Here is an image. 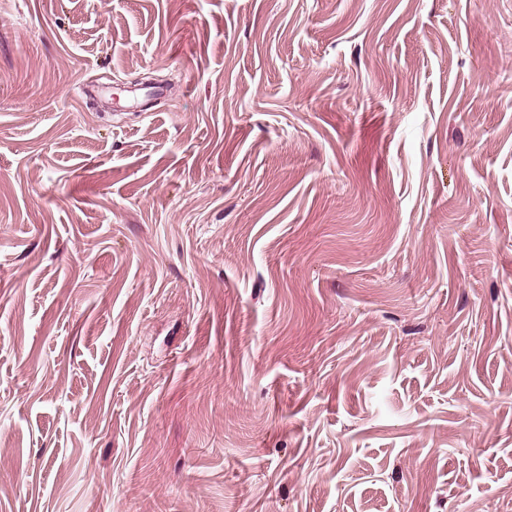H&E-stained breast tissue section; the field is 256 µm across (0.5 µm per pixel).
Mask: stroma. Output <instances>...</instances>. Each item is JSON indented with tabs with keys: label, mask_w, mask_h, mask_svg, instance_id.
<instances>
[{
	"label": "stroma",
	"mask_w": 512,
	"mask_h": 512,
	"mask_svg": "<svg viewBox=\"0 0 512 512\" xmlns=\"http://www.w3.org/2000/svg\"><path fill=\"white\" fill-rule=\"evenodd\" d=\"M0 512H512V0H0Z\"/></svg>",
	"instance_id": "1"
}]
</instances>
